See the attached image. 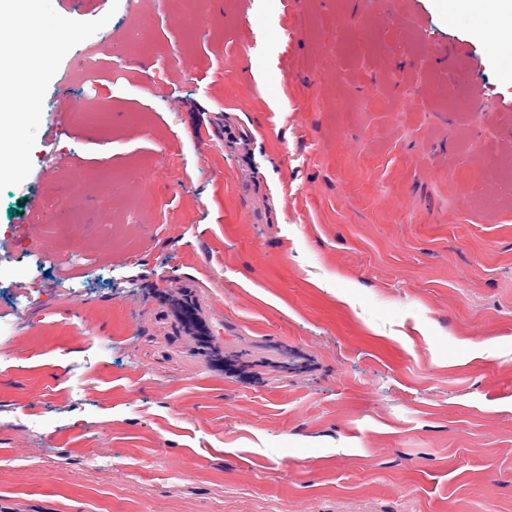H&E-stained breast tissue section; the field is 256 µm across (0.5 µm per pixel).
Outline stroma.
I'll return each mask as SVG.
<instances>
[{"label": "stroma", "mask_w": 512, "mask_h": 512, "mask_svg": "<svg viewBox=\"0 0 512 512\" xmlns=\"http://www.w3.org/2000/svg\"><path fill=\"white\" fill-rule=\"evenodd\" d=\"M16 25L31 55L70 41L0 180V512H512V60L469 17L41 0ZM90 100L109 124L60 131Z\"/></svg>", "instance_id": "1"}]
</instances>
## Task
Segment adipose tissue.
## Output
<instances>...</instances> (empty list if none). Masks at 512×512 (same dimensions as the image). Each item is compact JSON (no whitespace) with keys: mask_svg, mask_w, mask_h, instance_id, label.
Segmentation results:
<instances>
[{"mask_svg":"<svg viewBox=\"0 0 512 512\" xmlns=\"http://www.w3.org/2000/svg\"><path fill=\"white\" fill-rule=\"evenodd\" d=\"M452 9L473 16L478 37L495 53H512V0H449ZM38 76L36 61L28 55L0 57V99L12 102L22 87Z\"/></svg>","mask_w":512,"mask_h":512,"instance_id":"1","label":"adipose tissue"}]
</instances>
